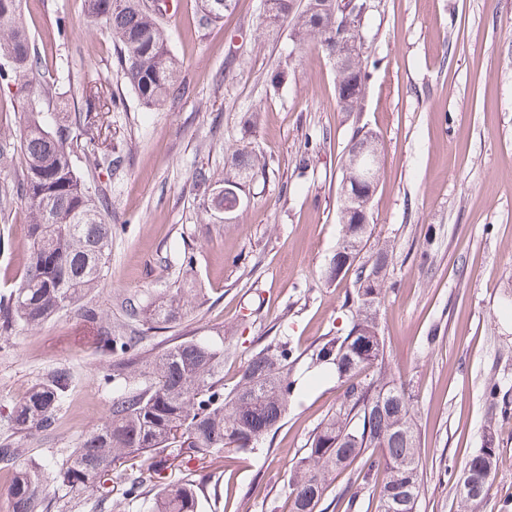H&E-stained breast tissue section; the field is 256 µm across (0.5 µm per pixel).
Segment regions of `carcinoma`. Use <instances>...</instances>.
I'll return each instance as SVG.
<instances>
[{
	"mask_svg": "<svg viewBox=\"0 0 512 512\" xmlns=\"http://www.w3.org/2000/svg\"><path fill=\"white\" fill-rule=\"evenodd\" d=\"M23 0H0V84L16 85L25 94L19 132H0V212L20 200L27 208L24 227L26 257L20 280L9 294L0 296V337L18 328H36L78 303L102 286L112 249V225L103 189L91 192L76 171L79 149L73 129L85 144L97 146L107 135L104 115L116 106L112 88L76 81L72 95L79 98L78 116L69 119L50 106L64 108L57 80L27 29ZM87 20L119 47L123 78L147 110L174 105L187 92L181 80L182 62L170 46L167 12L147 0H84ZM199 25L207 27L233 11L236 0H199ZM367 0H263L264 17L290 20V37L304 47L314 45L327 57L336 54V38L353 36L352 26L365 18ZM368 57L361 56L336 72L338 104L343 112L363 108L370 77ZM372 149L361 130L353 132L347 155L366 156ZM318 144L305 140L298 164L307 169L318 157ZM102 161L112 174L123 165V150L108 143ZM266 161L250 144L230 150L224 179L213 181L211 171L199 167L193 180L211 192L208 210L216 213L236 206L224 189L239 190L248 178L265 173ZM342 235L325 270L335 280L336 259L348 240L363 244L371 237L354 216L338 206ZM393 248L387 243L365 261L352 260L355 269L347 333L319 344L312 351L314 365L334 367L342 394L317 426L305 453L285 480L289 512H325L329 481L349 471L355 491L337 497L334 508L354 512L358 491L367 489L376 500L375 512H417L423 490L417 429V395L396 379L386 355L369 329L377 323V310L389 288ZM188 288H171L157 301L142 305L126 297L120 307L128 331H114L102 323L98 310L85 306L83 320L95 325V342L117 356L112 364V406L105 421L84 436L62 463L33 464L22 459L14 443L0 445V463L12 469L9 500L12 512H43L52 486L79 495L88 493L110 475L112 466L130 463L126 497L139 503L141 512H201L197 481L183 477L164 484L153 496L146 489L169 459L202 461L218 450L230 456L252 452L274 430L298 393L293 368L300 355L286 341L272 340L246 364L239 381L224 390L222 336H190L151 359L138 351L142 329L156 330L181 318L192 308ZM372 295L370 303L362 297ZM72 383L66 369L46 374L15 404L8 421L20 432L47 431L57 420ZM492 446L470 456L455 477L459 512H476L490 495L492 476L472 484L483 470Z\"/></svg>",
	"mask_w": 512,
	"mask_h": 512,
	"instance_id": "carcinoma-1",
	"label": "carcinoma"
}]
</instances>
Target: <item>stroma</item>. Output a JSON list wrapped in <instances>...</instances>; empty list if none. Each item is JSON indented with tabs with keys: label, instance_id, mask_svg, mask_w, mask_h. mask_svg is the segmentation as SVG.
<instances>
[{
	"label": "stroma",
	"instance_id": "obj_1",
	"mask_svg": "<svg viewBox=\"0 0 512 512\" xmlns=\"http://www.w3.org/2000/svg\"><path fill=\"white\" fill-rule=\"evenodd\" d=\"M262 0H237L231 14L198 26L197 0H175L170 43L184 64L189 94L147 111L124 83L112 42L85 25L83 0H25L31 36L59 75L111 84L121 104L109 113L126 167L112 178L93 155L76 165L106 188L112 256L104 284L86 298L102 320L121 327L120 300L148 301L174 286L200 289L194 309L172 327L147 332L139 350L155 355L181 336L224 338L233 359L224 382L272 337L303 356L302 392L271 440L235 460L214 451L202 474L217 499L203 512H288L284 479L320 421L338 401L335 378L316 377L312 350L343 335L351 277L329 281L325 268L341 236L337 189L354 128L382 146L371 199L372 241L394 247L393 286L378 312L395 376L418 396L424 490L418 512H456L445 466L481 448L496 430V467L480 512H512V0H369L365 53L376 60L365 108L340 111L332 62L314 46L293 45L287 23L261 28ZM69 37H59L56 16ZM285 68L287 78L272 86ZM259 111L256 127L244 120ZM321 150L307 173L296 155L305 138ZM248 141L268 162L232 220L205 211L192 175H224L228 150ZM25 206L0 214V292L25 256ZM434 236L429 262L419 246ZM193 268H184V252ZM440 339L428 347L431 332ZM78 309L0 338V442L20 440L32 463L62 461L100 427L112 405V361L85 336ZM64 367L72 387L53 430L20 434L7 422L14 404L49 371ZM501 382L497 404L484 398ZM114 470L99 492L70 501L56 489L47 512H139Z\"/></svg>",
	"mask_w": 512,
	"mask_h": 512
}]
</instances>
